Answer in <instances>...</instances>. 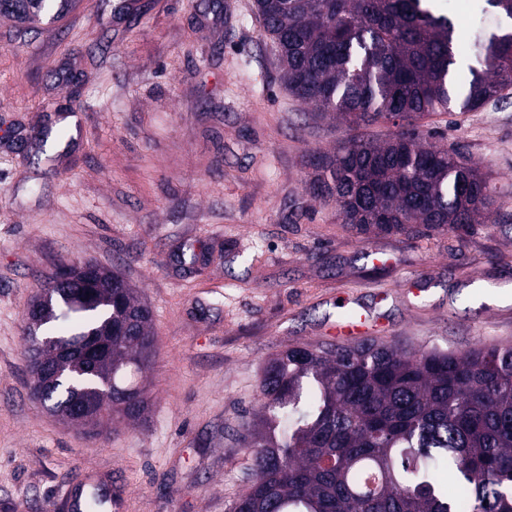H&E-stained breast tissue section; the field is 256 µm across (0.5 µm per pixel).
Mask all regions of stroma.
<instances>
[{"label":"stroma","instance_id":"35a3bbf8","mask_svg":"<svg viewBox=\"0 0 512 512\" xmlns=\"http://www.w3.org/2000/svg\"><path fill=\"white\" fill-rule=\"evenodd\" d=\"M76 0L33 26L0 13V512H51L87 469L124 512H231L262 368L333 342L336 303L374 311L361 340L463 351L512 342V99L423 121L496 188L468 233L359 240L310 189L311 160L389 123L352 128L300 104L254 0ZM465 32L501 29L486 0H442ZM83 115L68 150L29 143ZM120 271L153 312L147 411L98 436L30 396L22 315L59 264Z\"/></svg>","mask_w":512,"mask_h":512}]
</instances>
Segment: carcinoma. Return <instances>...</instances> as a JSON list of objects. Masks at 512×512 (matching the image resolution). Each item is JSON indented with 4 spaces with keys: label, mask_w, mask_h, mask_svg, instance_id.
I'll return each mask as SVG.
<instances>
[{
    "label": "carcinoma",
    "mask_w": 512,
    "mask_h": 512,
    "mask_svg": "<svg viewBox=\"0 0 512 512\" xmlns=\"http://www.w3.org/2000/svg\"><path fill=\"white\" fill-rule=\"evenodd\" d=\"M68 0H26L21 17ZM288 90L358 126L400 128L351 140L313 163V193L360 234L458 231L494 219L486 176L418 135L419 123L512 97V31L460 39L428 0H255ZM94 292L74 308L50 293L40 331L109 350L112 402L146 409L139 375L157 355L152 314L124 276L91 261ZM49 403L103 397L78 363ZM252 479L232 512H512V343L467 351L371 341L293 347L263 368L258 409L235 433Z\"/></svg>",
    "instance_id": "obj_1"
}]
</instances>
